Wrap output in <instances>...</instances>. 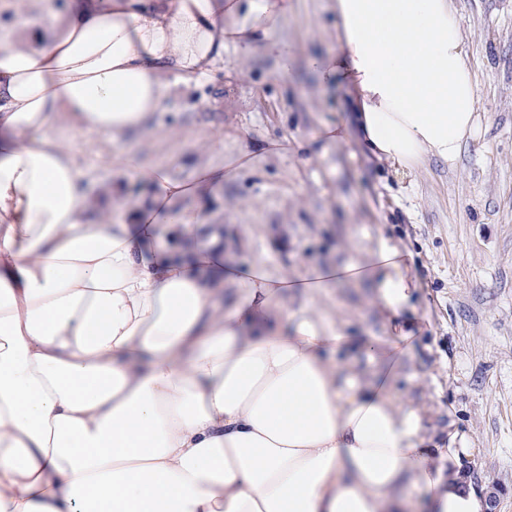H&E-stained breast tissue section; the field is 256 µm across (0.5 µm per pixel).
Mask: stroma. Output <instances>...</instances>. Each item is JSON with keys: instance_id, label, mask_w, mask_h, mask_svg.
Returning a JSON list of instances; mask_svg holds the SVG:
<instances>
[{"instance_id": "1", "label": "stroma", "mask_w": 512, "mask_h": 512, "mask_svg": "<svg viewBox=\"0 0 512 512\" xmlns=\"http://www.w3.org/2000/svg\"><path fill=\"white\" fill-rule=\"evenodd\" d=\"M455 6L483 117L455 166L431 158L409 171L356 136L321 138L324 126L351 121L345 90L308 65L337 44L335 0H293L253 53L225 48L222 74L173 85L166 111L127 142L180 179L196 164L252 155L208 221L226 226L238 259L274 274L364 261L384 245L408 253L417 291L396 404L421 415L433 442L464 434L499 512H512V0ZM57 136L93 190L134 201L137 173L110 137L65 121ZM375 297L374 281L346 280L288 305H313L347 335L383 338Z\"/></svg>"}]
</instances>
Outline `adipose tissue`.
<instances>
[{"label": "adipose tissue", "instance_id": "1", "mask_svg": "<svg viewBox=\"0 0 512 512\" xmlns=\"http://www.w3.org/2000/svg\"><path fill=\"white\" fill-rule=\"evenodd\" d=\"M0 0V512H489L449 435L427 446L394 402L397 339L346 335L290 293L337 282L191 243L224 164L142 168L136 207L87 190L60 120L123 145L172 82L224 68L291 0ZM335 53L360 139L413 169L455 164L482 130L454 0H336ZM382 248L377 304L400 327L413 290ZM366 354L371 367L337 361Z\"/></svg>", "mask_w": 512, "mask_h": 512}]
</instances>
